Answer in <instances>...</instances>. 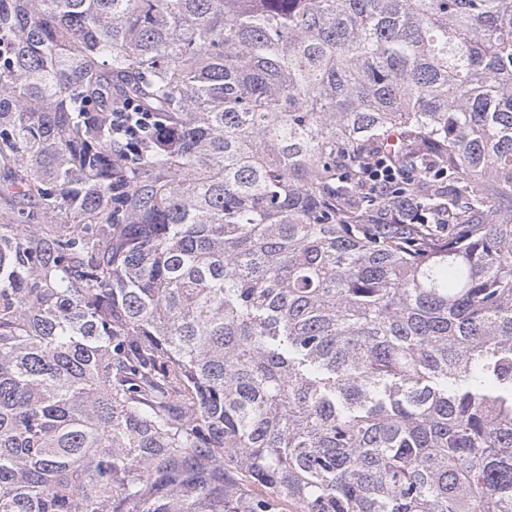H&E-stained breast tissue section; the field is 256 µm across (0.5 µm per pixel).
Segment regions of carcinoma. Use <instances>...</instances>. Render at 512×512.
<instances>
[{"label":"carcinoma","instance_id":"carcinoma-1","mask_svg":"<svg viewBox=\"0 0 512 512\" xmlns=\"http://www.w3.org/2000/svg\"><path fill=\"white\" fill-rule=\"evenodd\" d=\"M2 201L0 512H512V0H0ZM152 119L150 112H112V128L115 134L124 136L128 139L138 138L153 127L156 139H163L166 136L165 126L155 121L152 126L149 120Z\"/></svg>","mask_w":512,"mask_h":512}]
</instances>
